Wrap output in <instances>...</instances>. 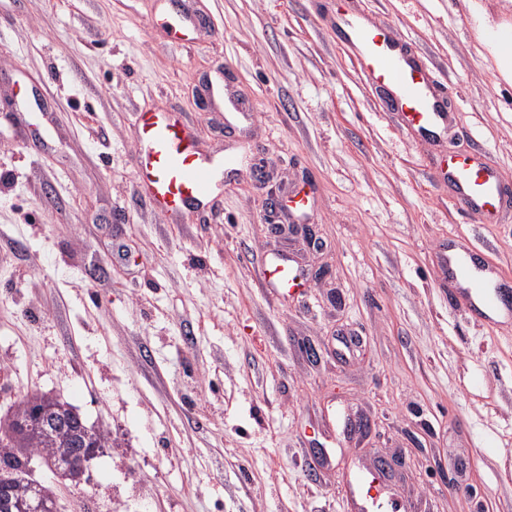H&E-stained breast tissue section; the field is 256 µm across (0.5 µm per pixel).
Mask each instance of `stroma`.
Returning a JSON list of instances; mask_svg holds the SVG:
<instances>
[{"label":"stroma","instance_id":"35a3bbf8","mask_svg":"<svg viewBox=\"0 0 512 512\" xmlns=\"http://www.w3.org/2000/svg\"><path fill=\"white\" fill-rule=\"evenodd\" d=\"M185 2L207 28L175 38L161 0H0V414L52 393L112 440L58 512H349L354 471L399 455L405 512H512V323L469 314L438 263L456 238L512 285V219L473 221L440 176L480 150L512 185V84L465 0H347L444 82L441 147L384 109L338 0ZM219 72L244 131L204 95ZM18 88L42 101L35 157ZM141 112L240 168L169 219L133 190ZM300 188L317 247L267 229ZM279 253L308 276L281 297L258 277Z\"/></svg>","mask_w":512,"mask_h":512}]
</instances>
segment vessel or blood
<instances>
[{
  "label": "vessel or blood",
  "instance_id": "b4317fda",
  "mask_svg": "<svg viewBox=\"0 0 512 512\" xmlns=\"http://www.w3.org/2000/svg\"><path fill=\"white\" fill-rule=\"evenodd\" d=\"M336 28L412 130L435 135L448 127L451 114L444 87L430 77L423 57L411 42L365 16L346 11L337 12ZM135 149L139 163L134 188L160 211L175 214L210 196L218 167L199 158L191 133L177 114H139ZM441 175L465 210L497 217L512 205V192L480 155H449ZM444 265L449 280L464 285L480 315L494 318L504 312L507 303L493 286L492 269L455 251L445 256ZM260 276L269 286L287 292L299 287L301 280L298 269L278 258L270 259ZM352 499L355 512L398 509L375 474L356 478Z\"/></svg>",
  "mask_w": 512,
  "mask_h": 512
}]
</instances>
